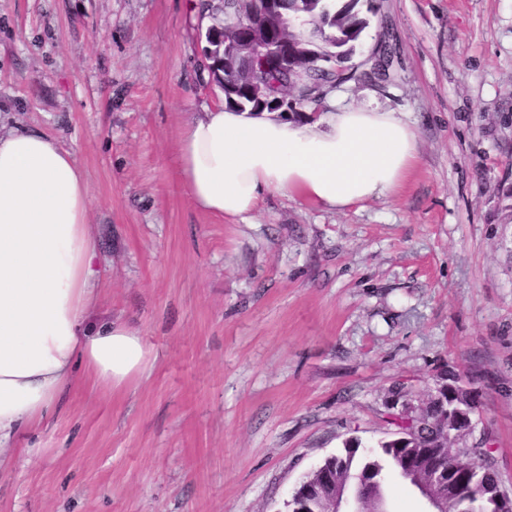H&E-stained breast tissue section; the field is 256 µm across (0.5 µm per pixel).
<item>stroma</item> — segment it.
Wrapping results in <instances>:
<instances>
[{
    "label": "stroma",
    "mask_w": 512,
    "mask_h": 512,
    "mask_svg": "<svg viewBox=\"0 0 512 512\" xmlns=\"http://www.w3.org/2000/svg\"><path fill=\"white\" fill-rule=\"evenodd\" d=\"M189 3L0 0V124L74 155L102 302L156 356L20 434L0 512H283L443 368L475 376L512 492V0H374L360 50L390 33L398 79L332 97L416 129L410 179L336 211L271 195L245 224L177 176L184 124L223 97Z\"/></svg>",
    "instance_id": "35a3bbf8"
}]
</instances>
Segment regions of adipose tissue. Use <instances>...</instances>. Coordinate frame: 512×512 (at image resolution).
<instances>
[{
  "label": "adipose tissue",
  "mask_w": 512,
  "mask_h": 512,
  "mask_svg": "<svg viewBox=\"0 0 512 512\" xmlns=\"http://www.w3.org/2000/svg\"><path fill=\"white\" fill-rule=\"evenodd\" d=\"M416 160L417 133L392 112L224 105L184 125L177 171L198 208L245 222L272 194L326 209L392 194ZM89 209L70 152L39 132L0 134V449L48 421L76 370L121 390L155 360L139 330L97 309Z\"/></svg>",
  "instance_id": "1"
}]
</instances>
